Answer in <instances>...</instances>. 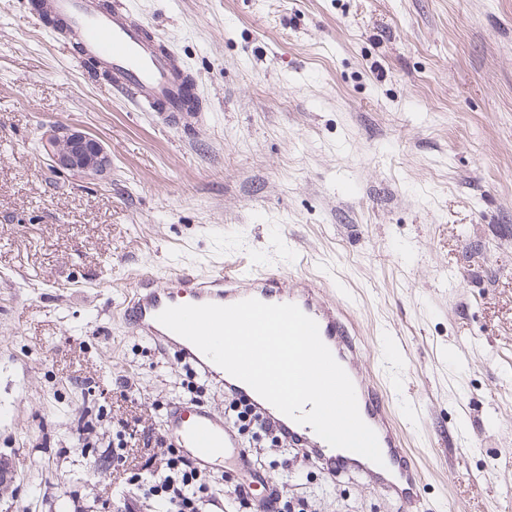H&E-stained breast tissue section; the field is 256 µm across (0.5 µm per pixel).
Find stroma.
I'll use <instances>...</instances> for the list:
<instances>
[{
    "label": "stroma",
    "instance_id": "stroma-1",
    "mask_svg": "<svg viewBox=\"0 0 512 512\" xmlns=\"http://www.w3.org/2000/svg\"><path fill=\"white\" fill-rule=\"evenodd\" d=\"M123 3L201 119L162 125L0 0V512H150L126 474L160 466L188 378L120 308L142 276L233 262L349 302L431 512H512V0ZM54 125L99 137L111 176L51 171ZM273 477L317 512H399L308 464ZM93 432H95L94 425L88 420L83 424L79 423L74 447L81 448L82 453L88 457H95L97 453L98 439L94 437Z\"/></svg>",
    "mask_w": 512,
    "mask_h": 512
}]
</instances>
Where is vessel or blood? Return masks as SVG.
<instances>
[{
  "mask_svg": "<svg viewBox=\"0 0 512 512\" xmlns=\"http://www.w3.org/2000/svg\"><path fill=\"white\" fill-rule=\"evenodd\" d=\"M55 23L54 30L75 53L79 63H95L112 77V86L140 110L155 113L172 125L190 112L189 93L196 79L149 24L135 19L122 4L104 8L101 0H44L36 23ZM176 288L158 286L152 277L141 278L123 302L126 325L159 347L176 349L181 362L196 374L223 386L227 398L249 405L261 420L271 423L282 441L327 473H356L402 512H423L418 486L421 471L405 451L402 437L389 416L383 396L361 371L360 333L351 309L328 298L320 281L274 273L256 274L234 268L205 277L179 270ZM255 298L268 304L291 303L314 319L324 344L352 380L362 419L376 433L383 462L329 446L311 426L296 423L263 399L245 382L224 373L193 343L173 333L157 316L165 308L186 303L231 305ZM163 430L173 447L198 468L211 470L224 460L245 468L249 460L240 433L206 403L187 400L171 405Z\"/></svg>",
  "mask_w": 512,
  "mask_h": 512,
  "instance_id": "obj_1",
  "label": "vessel or blood"
}]
</instances>
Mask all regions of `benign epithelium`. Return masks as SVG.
I'll return each instance as SVG.
<instances>
[{
  "instance_id": "7a95c632",
  "label": "benign epithelium",
  "mask_w": 512,
  "mask_h": 512,
  "mask_svg": "<svg viewBox=\"0 0 512 512\" xmlns=\"http://www.w3.org/2000/svg\"><path fill=\"white\" fill-rule=\"evenodd\" d=\"M41 144L50 166L59 174L95 178L110 170L111 158L106 148L90 134L58 125L43 136Z\"/></svg>"
}]
</instances>
